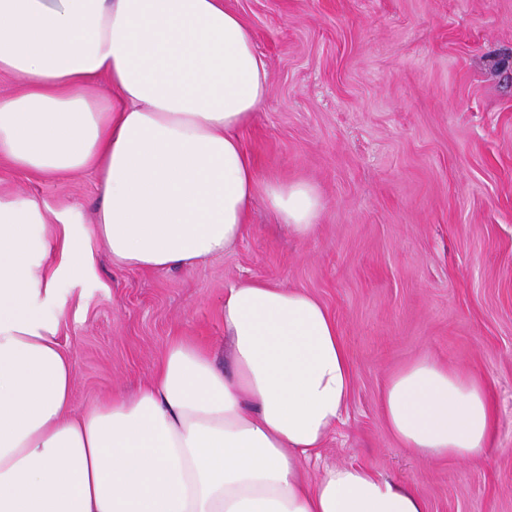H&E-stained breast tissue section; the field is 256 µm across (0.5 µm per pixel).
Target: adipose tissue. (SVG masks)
Wrapping results in <instances>:
<instances>
[{
  "instance_id": "obj_1",
  "label": "adipose tissue",
  "mask_w": 512,
  "mask_h": 512,
  "mask_svg": "<svg viewBox=\"0 0 512 512\" xmlns=\"http://www.w3.org/2000/svg\"><path fill=\"white\" fill-rule=\"evenodd\" d=\"M0 157L95 174L91 241L51 235L33 198L0 194V512H427L367 465H303L351 392L333 316L261 280L226 288L224 344L173 337L150 379L73 414L58 340L59 263L92 242L147 271L189 270L247 232L264 196L290 233H314V186L259 179L239 132L269 91L265 58L224 0H0ZM105 81L106 89L90 92ZM381 408L401 447L470 459L489 446L483 380L422 354Z\"/></svg>"
}]
</instances>
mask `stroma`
<instances>
[{
	"mask_svg": "<svg viewBox=\"0 0 512 512\" xmlns=\"http://www.w3.org/2000/svg\"><path fill=\"white\" fill-rule=\"evenodd\" d=\"M268 63L269 93L239 137L260 178L303 180L324 209L305 238L256 199L250 228L189 271L94 262L56 283L74 362L72 409L132 393L174 336L222 341L225 288L252 278L306 291L336 319L352 374L321 466L367 464L427 512H512V0H224ZM0 192L93 226L94 174L0 159ZM484 377L493 443L466 461L400 447L380 408L419 354Z\"/></svg>",
	"mask_w": 512,
	"mask_h": 512,
	"instance_id": "stroma-1",
	"label": "stroma"
}]
</instances>
